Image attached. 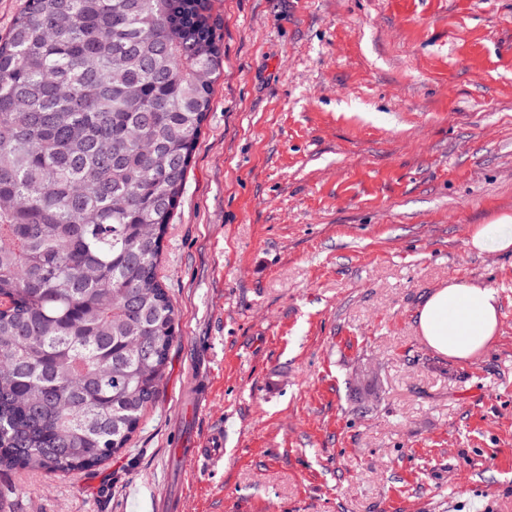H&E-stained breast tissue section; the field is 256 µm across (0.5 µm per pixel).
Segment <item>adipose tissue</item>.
<instances>
[{
  "instance_id": "adipose-tissue-1",
  "label": "adipose tissue",
  "mask_w": 512,
  "mask_h": 512,
  "mask_svg": "<svg viewBox=\"0 0 512 512\" xmlns=\"http://www.w3.org/2000/svg\"><path fill=\"white\" fill-rule=\"evenodd\" d=\"M467 245L479 254L512 251V216L475 225ZM499 317L497 290L465 279L449 280L432 291L415 312L417 328L428 347L457 361L472 359L489 345Z\"/></svg>"
}]
</instances>
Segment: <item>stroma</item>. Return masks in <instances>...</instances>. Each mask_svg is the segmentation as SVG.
<instances>
[{
    "instance_id": "stroma-1",
    "label": "stroma",
    "mask_w": 512,
    "mask_h": 512,
    "mask_svg": "<svg viewBox=\"0 0 512 512\" xmlns=\"http://www.w3.org/2000/svg\"><path fill=\"white\" fill-rule=\"evenodd\" d=\"M210 16L221 75L164 239L157 399L101 466L0 471V512H512V252L466 245L512 216V0ZM452 278L500 298L464 362L414 321ZM217 431L223 459L185 468L175 448Z\"/></svg>"
}]
</instances>
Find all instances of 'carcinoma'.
Listing matches in <instances>:
<instances>
[{
  "label": "carcinoma",
  "instance_id": "1",
  "mask_svg": "<svg viewBox=\"0 0 512 512\" xmlns=\"http://www.w3.org/2000/svg\"><path fill=\"white\" fill-rule=\"evenodd\" d=\"M219 58L207 0H26L0 39L1 471L89 470L155 402Z\"/></svg>",
  "mask_w": 512,
  "mask_h": 512
}]
</instances>
